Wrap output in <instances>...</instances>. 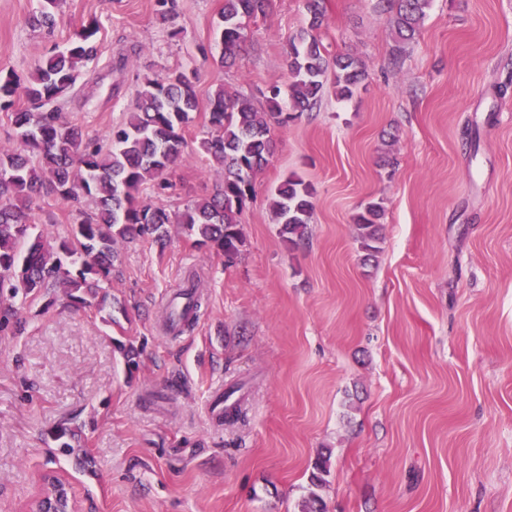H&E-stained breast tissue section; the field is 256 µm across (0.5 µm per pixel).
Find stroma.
<instances>
[{
    "mask_svg": "<svg viewBox=\"0 0 512 512\" xmlns=\"http://www.w3.org/2000/svg\"><path fill=\"white\" fill-rule=\"evenodd\" d=\"M379 0H324L321 38L369 74L348 100L272 125L253 180L241 253L200 246L182 225L159 248L118 240L107 313L48 288L0 338V512H20L40 474L71 482L81 512H299L317 456L327 512H512V0H432L397 45ZM0 0V74L35 64L96 23L101 55L55 106L85 135L122 124L144 78L196 71L190 151L170 171L171 215L209 196L221 167L196 148L216 86L254 97L288 83L303 0L248 27L237 67L216 58L224 0ZM125 70H117L120 57ZM298 175L314 189L307 240L271 210ZM382 203L383 241L363 261L354 215ZM196 275L192 327L165 330L168 296ZM134 348V359L124 355ZM245 419L208 417L215 386ZM75 428L77 447L58 434Z\"/></svg>",
    "mask_w": 512,
    "mask_h": 512,
    "instance_id": "obj_1",
    "label": "stroma"
}]
</instances>
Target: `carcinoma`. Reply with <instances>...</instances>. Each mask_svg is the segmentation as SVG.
Masks as SVG:
<instances>
[{
    "mask_svg": "<svg viewBox=\"0 0 512 512\" xmlns=\"http://www.w3.org/2000/svg\"><path fill=\"white\" fill-rule=\"evenodd\" d=\"M395 11V34L401 43L415 38L431 0H379ZM57 0H41L35 26L52 30ZM277 0H224L219 34L222 67L235 65L250 22L271 13ZM307 27L288 50L289 83L271 85L262 93L265 110L250 97L229 94L217 86L209 96L207 136L201 154L224 170V180L212 196L195 200L179 214L177 223L197 237L200 245L224 253L232 264L243 246L241 215L252 180L273 155V124L283 125L312 110L327 90V74H334L336 96L349 99L367 78L365 64L350 54L328 57L320 38L325 25L322 0H305ZM93 25L82 28L77 40L40 61L31 82L23 87L39 110L14 109L19 83L0 79V111H9L25 153L0 154V300L36 298L48 287L66 289L70 297L88 292L97 306L109 294L99 293L100 282L112 271L117 254L115 238L149 236L160 245L168 240L169 211L140 199L142 185L153 181L154 193L173 188L165 177L187 146L185 129L198 110L196 73L175 70L160 78H146L127 120L102 142L85 136L80 126L49 104L74 86L81 68L98 57ZM63 201L84 198L90 210L80 211L70 234L56 243L39 228L35 211L40 194ZM313 188L299 177L280 184L271 206L288 243L308 238L313 213ZM383 207L367 204L355 217L357 239L368 261L380 251Z\"/></svg>",
    "mask_w": 512,
    "mask_h": 512,
    "instance_id": "obj_1",
    "label": "carcinoma"
}]
</instances>
